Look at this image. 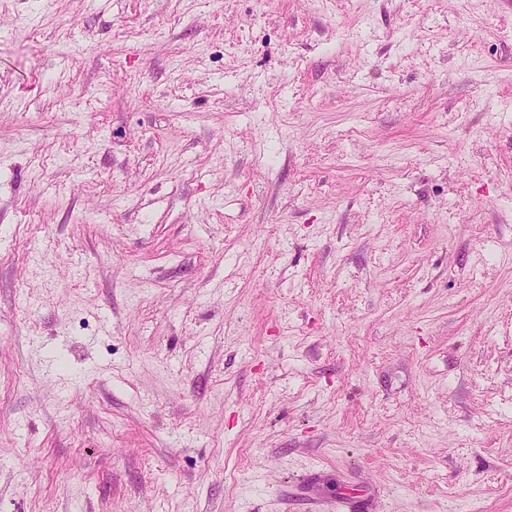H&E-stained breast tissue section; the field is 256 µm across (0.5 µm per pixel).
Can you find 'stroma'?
I'll use <instances>...</instances> for the list:
<instances>
[{
    "mask_svg": "<svg viewBox=\"0 0 512 512\" xmlns=\"http://www.w3.org/2000/svg\"><path fill=\"white\" fill-rule=\"evenodd\" d=\"M512 512V0H0V512Z\"/></svg>",
    "mask_w": 512,
    "mask_h": 512,
    "instance_id": "1",
    "label": "stroma"
}]
</instances>
